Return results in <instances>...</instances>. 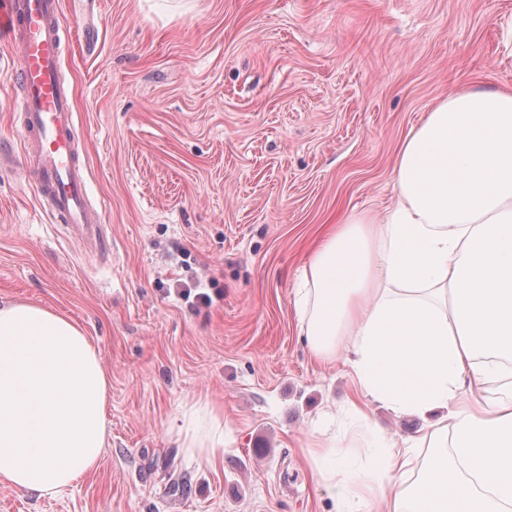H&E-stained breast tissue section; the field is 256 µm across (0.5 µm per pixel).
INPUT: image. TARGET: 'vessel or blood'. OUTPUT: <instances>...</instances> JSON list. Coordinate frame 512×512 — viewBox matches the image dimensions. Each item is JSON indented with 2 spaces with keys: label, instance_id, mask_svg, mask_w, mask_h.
Instances as JSON below:
<instances>
[{
  "label": "vessel or blood",
  "instance_id": "obj_1",
  "mask_svg": "<svg viewBox=\"0 0 512 512\" xmlns=\"http://www.w3.org/2000/svg\"><path fill=\"white\" fill-rule=\"evenodd\" d=\"M60 12V0H0V40L20 60L16 84L24 96L17 120L29 143L25 168L36 176L40 204L89 251L107 255V227L90 214V186L74 136L73 93L60 77L71 47L60 34Z\"/></svg>",
  "mask_w": 512,
  "mask_h": 512
}]
</instances>
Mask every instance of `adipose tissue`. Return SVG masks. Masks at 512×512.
<instances>
[{
    "mask_svg": "<svg viewBox=\"0 0 512 512\" xmlns=\"http://www.w3.org/2000/svg\"><path fill=\"white\" fill-rule=\"evenodd\" d=\"M395 204L343 217L301 273L300 329L319 358L346 350L366 419L369 402L426 418L430 447L414 492L395 488L409 449H373L351 479L350 448L311 450L337 487L339 512H512V394L467 388L512 380V91L459 88L412 127L394 165ZM111 380L97 345L54 309L0 303V485L58 497L106 449ZM191 456L224 454L220 409L183 404Z\"/></svg>",
    "mask_w": 512,
    "mask_h": 512,
    "instance_id": "obj_1",
    "label": "adipose tissue"
}]
</instances>
